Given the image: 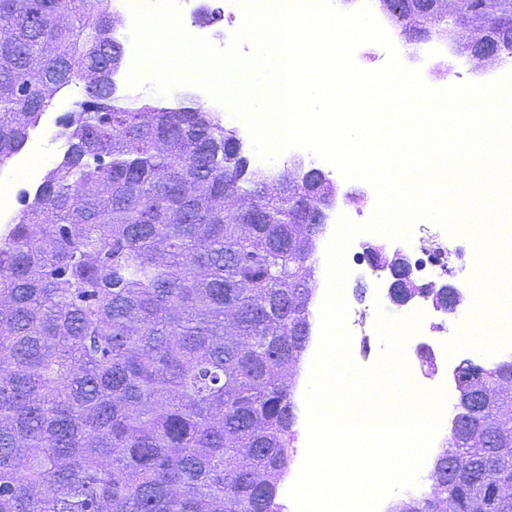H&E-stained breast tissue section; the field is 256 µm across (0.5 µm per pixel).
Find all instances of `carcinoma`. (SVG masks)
Listing matches in <instances>:
<instances>
[{"label": "carcinoma", "instance_id": "obj_1", "mask_svg": "<svg viewBox=\"0 0 512 512\" xmlns=\"http://www.w3.org/2000/svg\"><path fill=\"white\" fill-rule=\"evenodd\" d=\"M412 31L512 0H383ZM107 0H0V165L64 87L103 108L0 234V512H276L331 180L250 168L202 106L123 104ZM512 359L456 409L430 493L391 512H512Z\"/></svg>", "mask_w": 512, "mask_h": 512}]
</instances>
